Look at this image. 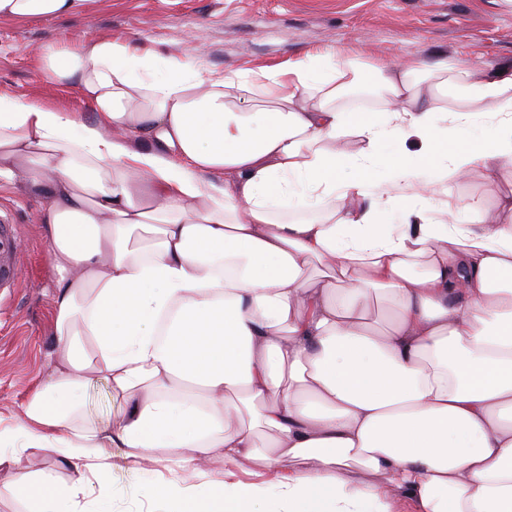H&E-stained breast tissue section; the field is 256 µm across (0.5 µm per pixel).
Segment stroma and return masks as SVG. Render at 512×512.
<instances>
[{
    "label": "stroma",
    "mask_w": 512,
    "mask_h": 512,
    "mask_svg": "<svg viewBox=\"0 0 512 512\" xmlns=\"http://www.w3.org/2000/svg\"><path fill=\"white\" fill-rule=\"evenodd\" d=\"M84 37L112 40L190 60L213 75L284 71L305 53L339 50L367 85L383 62L475 63L512 69V0H88L78 17L39 21L0 18V95L33 99L91 116L79 91L45 79L38 50ZM512 191V176L489 184L482 170L454 182L449 207L480 200L488 216ZM45 197L21 185L0 188V224L18 229L17 284L0 288V416L19 412L44 380L56 340L51 305L56 283L48 265ZM103 375L82 398L89 421L123 408ZM146 474L114 468L104 485L112 512H147L136 489Z\"/></svg>",
    "instance_id": "stroma-1"
}]
</instances>
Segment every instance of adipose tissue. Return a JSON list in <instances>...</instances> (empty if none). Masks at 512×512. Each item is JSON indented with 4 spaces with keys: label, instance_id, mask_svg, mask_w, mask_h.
Here are the masks:
<instances>
[{
    "label": "adipose tissue",
    "instance_id": "1",
    "mask_svg": "<svg viewBox=\"0 0 512 512\" xmlns=\"http://www.w3.org/2000/svg\"><path fill=\"white\" fill-rule=\"evenodd\" d=\"M86 3L0 0V17ZM338 57L215 78L83 38L40 64L94 120L0 96V186L21 174L47 197L57 283L50 372L0 417V468L37 512H112L94 480L158 448L175 476L139 486L149 512H512V195L491 223L480 201L426 200L512 169V74L385 62L366 122L336 106L359 82ZM447 94L468 110L437 106ZM444 141L451 164L432 169ZM377 296L394 310L380 330ZM93 371L124 399L118 419L85 420ZM238 395L259 404L251 427ZM259 428L270 483L238 477ZM42 453L69 478L30 472Z\"/></svg>",
    "mask_w": 512,
    "mask_h": 512
}]
</instances>
